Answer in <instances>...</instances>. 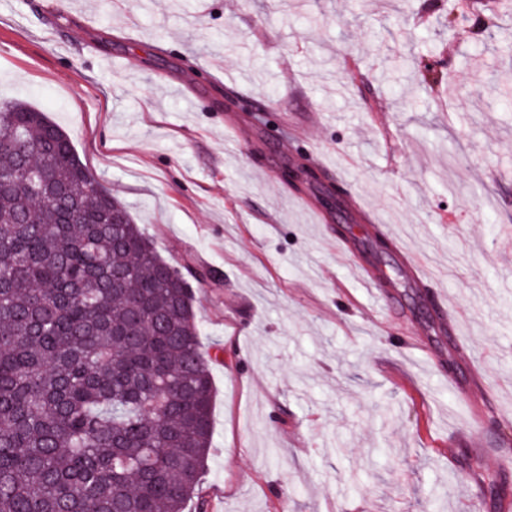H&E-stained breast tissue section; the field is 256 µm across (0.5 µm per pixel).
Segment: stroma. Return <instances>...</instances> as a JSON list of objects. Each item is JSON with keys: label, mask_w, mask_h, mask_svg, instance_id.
<instances>
[{"label": "stroma", "mask_w": 512, "mask_h": 512, "mask_svg": "<svg viewBox=\"0 0 512 512\" xmlns=\"http://www.w3.org/2000/svg\"><path fill=\"white\" fill-rule=\"evenodd\" d=\"M457 2L0 0V101L214 275L209 512H471L473 490L512 512V9ZM298 162L341 206L282 181ZM359 225L392 243V308L355 273Z\"/></svg>", "instance_id": "obj_1"}]
</instances>
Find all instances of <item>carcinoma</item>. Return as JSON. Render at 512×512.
<instances>
[{
    "label": "carcinoma",
    "instance_id": "carcinoma-1",
    "mask_svg": "<svg viewBox=\"0 0 512 512\" xmlns=\"http://www.w3.org/2000/svg\"><path fill=\"white\" fill-rule=\"evenodd\" d=\"M189 276L214 278L162 259L45 113L0 103V512H207Z\"/></svg>",
    "mask_w": 512,
    "mask_h": 512
}]
</instances>
